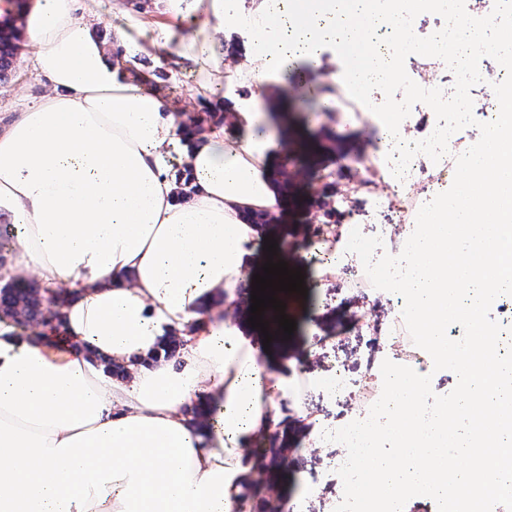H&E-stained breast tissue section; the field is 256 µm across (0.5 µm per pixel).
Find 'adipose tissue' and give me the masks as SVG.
<instances>
[{
  "label": "adipose tissue",
  "instance_id": "adipose-tissue-1",
  "mask_svg": "<svg viewBox=\"0 0 512 512\" xmlns=\"http://www.w3.org/2000/svg\"><path fill=\"white\" fill-rule=\"evenodd\" d=\"M158 3L194 27L175 33L114 0V56L79 0H29L20 15L0 0V19L18 17L25 33L23 61L46 81L0 131V213L18 226L11 272L73 294L61 331L0 329V512H241L249 442L276 423L286 378L224 316L264 234L247 218L278 201L272 139L241 104L232 124L243 140L220 125L185 137L186 114L146 89L139 59L165 49L189 62L203 102L227 82L259 99L298 62L313 75L302 94L330 110L337 83L374 88L378 36L401 57L456 54L416 37L427 0H406L396 16L378 0ZM228 25L249 31L243 55L225 51ZM329 46L356 53L337 81L323 76ZM175 153L195 185L187 201L168 174ZM174 330L184 344L167 359ZM106 359L128 379L108 382ZM196 401L203 428L185 414Z\"/></svg>",
  "mask_w": 512,
  "mask_h": 512
}]
</instances>
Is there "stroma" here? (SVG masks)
Returning a JSON list of instances; mask_svg holds the SVG:
<instances>
[{
    "label": "stroma",
    "instance_id": "stroma-1",
    "mask_svg": "<svg viewBox=\"0 0 512 512\" xmlns=\"http://www.w3.org/2000/svg\"><path fill=\"white\" fill-rule=\"evenodd\" d=\"M140 69L147 73L146 87L180 109L194 108L197 117L205 121H222L233 99H246L249 89L223 86L216 88L210 101L191 104L189 94L197 76L195 72L178 65L175 59L157 62L144 57ZM44 84L38 74L24 63H16L7 81L0 83V125L9 124L23 103L42 94ZM267 113L277 140L272 149L274 166H281L285 156V142L290 131L278 119L279 114H290L298 128L304 129V138L298 139L300 148L288 194L280 196L275 212L276 228L273 240H284L304 256L301 269L307 295L292 292L288 295V316L296 323L290 339L271 345L267 357L270 363L289 362L307 378H324L328 369L343 361L359 366L364 347L355 329L358 311L374 308L379 319L390 316L391 292L372 290L361 297L345 288L343 281L318 287V267L312 253L315 248L313 227L319 224L322 212L316 204L317 193L310 183L309 168L320 161H330L332 169L349 166L351 158L363 156L367 164H374L381 149L369 112L350 96L337 94L336 108L329 113L310 114L308 108L294 104L291 97L266 99L260 104ZM353 179L337 178L333 202L336 207H353L360 212V228L366 234L378 235L384 230L371 196L354 192ZM301 404L314 412V427L289 426L292 445L285 464L267 479L258 503L276 498L294 505L296 512H326L330 500L343 490L338 474L342 466V449L329 442L314 445L312 435L336 426L346 413L344 406L322 399L311 388L295 386L287 397L278 399L279 413L292 412L294 404Z\"/></svg>",
    "mask_w": 512,
    "mask_h": 512
}]
</instances>
